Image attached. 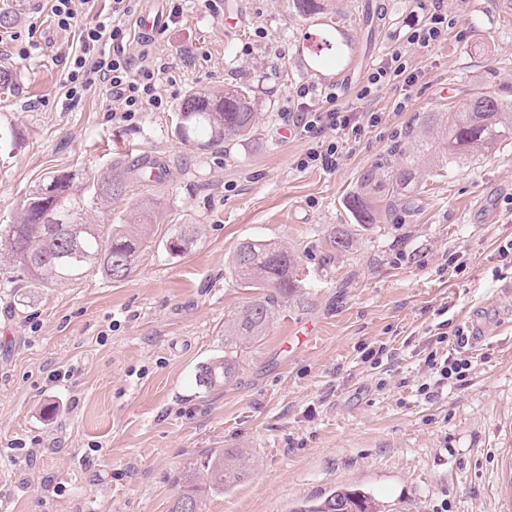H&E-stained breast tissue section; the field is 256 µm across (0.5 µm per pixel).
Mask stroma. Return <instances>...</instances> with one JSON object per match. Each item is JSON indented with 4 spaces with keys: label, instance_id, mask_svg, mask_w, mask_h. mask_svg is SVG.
<instances>
[{
    "label": "stroma",
    "instance_id": "35a3bbf8",
    "mask_svg": "<svg viewBox=\"0 0 512 512\" xmlns=\"http://www.w3.org/2000/svg\"><path fill=\"white\" fill-rule=\"evenodd\" d=\"M8 4L18 18L0 28V62L15 68L17 87L0 95V131L15 134L0 141V225L50 173L142 158L166 169L162 182L133 179L123 195L87 204L86 221L108 227L133 223L134 203L155 200L125 280L92 271L33 288L0 264V468L11 471L0 495L12 512H170L182 476L215 449L242 450L250 469L206 494L202 512H292L340 485L371 493L384 512H512V267L499 255L512 240V139L422 166L413 204L377 193L369 228L346 208L364 170L402 167L422 113L454 111L486 89L512 100V9L434 0L451 24L440 42L409 52L417 87L361 100L372 65L427 19L415 0H336L353 59H370L350 84L344 69L310 63L322 20L292 0H220L214 11L200 0H133L127 55L143 50L138 17L162 12L151 49L173 60L176 83L161 110L122 122L106 86L65 97L70 47L111 0H75L65 31L52 0L0 9ZM241 83L259 103L249 136L213 152L177 136L174 114L191 89ZM329 96L381 121L349 139L336 167L300 168L311 143L280 139L282 114ZM185 225L197 227L195 244L168 256L165 238ZM343 233L351 246L332 248ZM250 239L295 256L294 292L266 336L237 340L235 377L205 391L197 368L222 353L225 322L265 294L230 272ZM442 322L472 366L428 397L424 357ZM379 346L387 359L364 361Z\"/></svg>",
    "mask_w": 512,
    "mask_h": 512
}]
</instances>
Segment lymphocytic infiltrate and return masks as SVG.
<instances>
[{
	"mask_svg": "<svg viewBox=\"0 0 512 512\" xmlns=\"http://www.w3.org/2000/svg\"><path fill=\"white\" fill-rule=\"evenodd\" d=\"M130 2L112 0L111 14L97 16L82 30L81 48L67 60L68 100L81 98L93 85L109 86L120 117L125 121L133 120L137 113L162 107L159 83L170 70V63L163 55L145 53L136 60L126 55L128 32L123 19L130 13ZM448 25L447 15L431 13L427 23L411 32L406 45L393 49L389 62L371 74L368 86L359 92L360 98H367L375 85H397L405 91L416 86L421 73L408 68L409 49L427 48L440 41L447 34ZM380 120L376 112L353 114L304 102L284 115L286 125L313 143L298 162L302 168L316 164L335 167L346 136H359L364 128L376 126Z\"/></svg>",
	"mask_w": 512,
	"mask_h": 512,
	"instance_id": "lymphocytic-infiltrate-1",
	"label": "lymphocytic infiltrate"
}]
</instances>
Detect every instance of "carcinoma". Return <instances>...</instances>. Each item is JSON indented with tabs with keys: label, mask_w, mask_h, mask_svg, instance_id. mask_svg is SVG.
Here are the masks:
<instances>
[{
	"label": "carcinoma",
	"mask_w": 512,
	"mask_h": 512,
	"mask_svg": "<svg viewBox=\"0 0 512 512\" xmlns=\"http://www.w3.org/2000/svg\"><path fill=\"white\" fill-rule=\"evenodd\" d=\"M305 16L335 15L332 0H296ZM328 53H313L317 66L346 65L351 48L335 43L333 35L322 38ZM256 121L255 98L249 88L231 86L221 94L192 90L184 97L175 130L181 140L203 150L218 147L226 140L248 135ZM512 135V104L493 93H482L448 117L424 112L418 130L406 143L405 166L394 172L374 166L360 177V190L349 198L348 208L361 225L376 223L373 192L391 189L395 200H407L414 192L420 162L447 166L448 162L474 153H488ZM132 170L60 172L48 177L24 201L17 220L0 230V256L27 272L32 286L61 285L82 279L97 270L114 282L125 280L136 265L144 244V234L123 224L112 225L108 234L96 224L84 221L89 196L110 198L122 193ZM193 227H185L167 240L172 256L185 253L196 238ZM295 258L278 244L267 240L240 243L232 260V274L245 288H267L271 293L248 302L233 317L229 335L258 340L272 322L279 299L290 295ZM237 361L232 341L224 343V355L203 363L196 383L205 389L232 380ZM249 460L243 454L215 450L200 461V476H184L183 490L170 512H183V505L201 512L207 491L222 492L236 484L247 472ZM379 504L361 488L338 486L313 503H303L291 512H379Z\"/></svg>",
	"instance_id": "1"
}]
</instances>
